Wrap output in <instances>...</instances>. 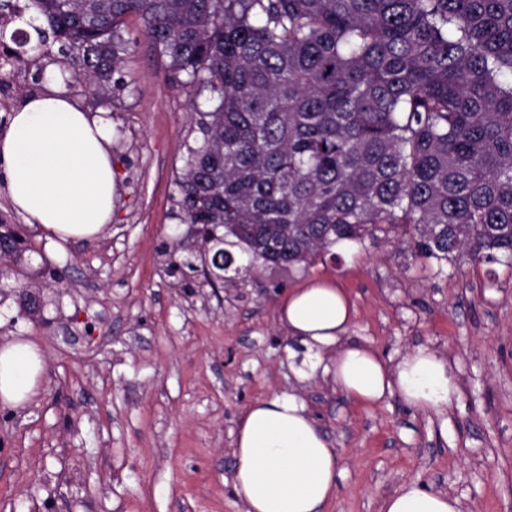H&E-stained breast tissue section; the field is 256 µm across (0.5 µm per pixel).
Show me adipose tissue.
<instances>
[{
	"instance_id": "1",
	"label": "adipose tissue",
	"mask_w": 512,
	"mask_h": 512,
	"mask_svg": "<svg viewBox=\"0 0 512 512\" xmlns=\"http://www.w3.org/2000/svg\"><path fill=\"white\" fill-rule=\"evenodd\" d=\"M112 120L75 106L60 87L29 96L0 134V179L16 210L48 238L86 240L112 221L115 169ZM355 311L342 289L314 283L292 292L280 310L289 334L308 348H335L328 373L337 390L362 405L398 395L413 410L443 414L459 398L453 363L418 348L397 363L371 346L345 342ZM43 370L29 341L0 346V401L19 405L36 393ZM234 487L244 512H321L336 495V448L295 398L250 405L233 450ZM381 512H461L457 498L418 481L384 498Z\"/></svg>"
}]
</instances>
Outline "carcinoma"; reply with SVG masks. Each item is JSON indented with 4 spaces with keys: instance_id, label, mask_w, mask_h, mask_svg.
Here are the masks:
<instances>
[{
    "instance_id": "cac0c4a2",
    "label": "carcinoma",
    "mask_w": 512,
    "mask_h": 512,
    "mask_svg": "<svg viewBox=\"0 0 512 512\" xmlns=\"http://www.w3.org/2000/svg\"><path fill=\"white\" fill-rule=\"evenodd\" d=\"M95 92L138 37L196 95L175 218L218 224L224 244L176 243L192 272L309 266L339 240L398 229L417 259L512 264V0H30ZM130 17L138 35L125 33ZM249 265L234 267L228 247ZM0 269L19 311L30 267L0 219Z\"/></svg>"
}]
</instances>
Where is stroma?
I'll return each mask as SVG.
<instances>
[{
    "label": "stroma",
    "instance_id": "obj_1",
    "mask_svg": "<svg viewBox=\"0 0 512 512\" xmlns=\"http://www.w3.org/2000/svg\"><path fill=\"white\" fill-rule=\"evenodd\" d=\"M63 74L77 104L110 114L119 175L112 222L87 241L48 239L14 213L59 273L40 319L0 302V343L44 355L36 395L0 404V505L16 512H243L233 485L237 423L255 401L292 396L337 448L343 469L323 512H379L410 479L457 498L462 512H512V265L441 267L385 240L308 267H254L237 283L183 285L169 273L174 178L196 115L148 40L125 57L122 92L105 97ZM46 83L0 65L6 106ZM314 280L344 288L349 339L397 361L417 347L446 355L460 389L447 425L389 396L360 407L278 319L288 293Z\"/></svg>",
    "mask_w": 512,
    "mask_h": 512
}]
</instances>
